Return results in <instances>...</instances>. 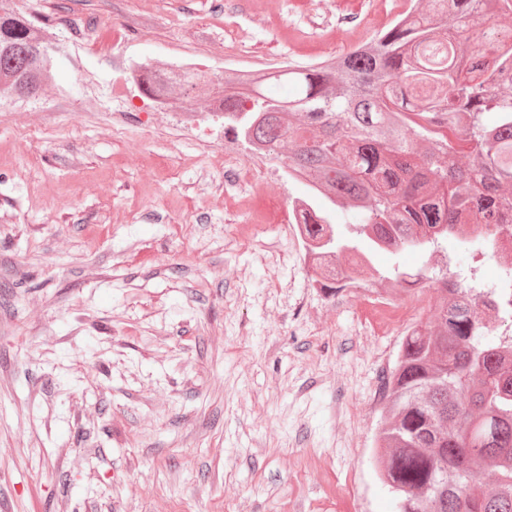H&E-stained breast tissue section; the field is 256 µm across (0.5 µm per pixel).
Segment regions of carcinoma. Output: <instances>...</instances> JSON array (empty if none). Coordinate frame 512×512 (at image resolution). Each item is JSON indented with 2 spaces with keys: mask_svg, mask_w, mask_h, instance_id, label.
<instances>
[{
  "mask_svg": "<svg viewBox=\"0 0 512 512\" xmlns=\"http://www.w3.org/2000/svg\"><path fill=\"white\" fill-rule=\"evenodd\" d=\"M512 0H411L386 32L328 64L228 70L215 98L224 132L261 151L317 197L307 237L328 205L358 221L336 229L331 253L372 257L378 225L395 252L423 265L371 268L373 280L431 281L448 246L512 225ZM52 46L20 11L0 10V93L20 78L19 52ZM461 224L480 232L464 234ZM467 303L409 330L383 379L376 456L397 512H512V337L494 336Z\"/></svg>",
  "mask_w": 512,
  "mask_h": 512,
  "instance_id": "1",
  "label": "carcinoma"
}]
</instances>
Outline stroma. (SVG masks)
Returning a JSON list of instances; mask_svg holds the SVG:
<instances>
[{
	"mask_svg": "<svg viewBox=\"0 0 512 512\" xmlns=\"http://www.w3.org/2000/svg\"><path fill=\"white\" fill-rule=\"evenodd\" d=\"M405 0H13L57 47L0 105V512H397L402 337L313 288L304 184L125 71L309 66Z\"/></svg>",
	"mask_w": 512,
	"mask_h": 512,
	"instance_id": "1",
	"label": "stroma"
}]
</instances>
